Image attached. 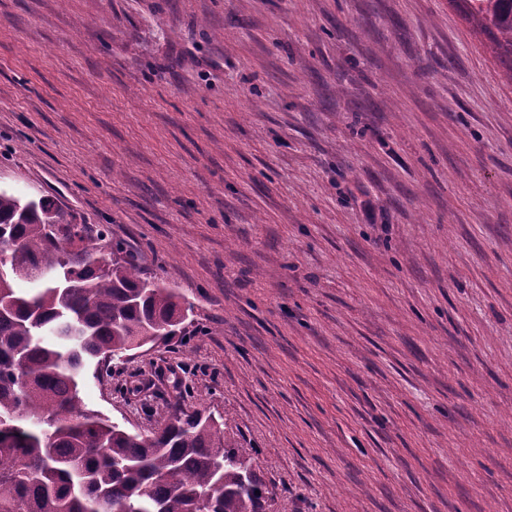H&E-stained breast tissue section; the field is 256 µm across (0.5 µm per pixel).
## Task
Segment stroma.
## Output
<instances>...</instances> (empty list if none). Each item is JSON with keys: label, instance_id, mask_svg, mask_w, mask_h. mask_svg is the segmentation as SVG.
I'll list each match as a JSON object with an SVG mask.
<instances>
[{"label": "stroma", "instance_id": "1", "mask_svg": "<svg viewBox=\"0 0 512 512\" xmlns=\"http://www.w3.org/2000/svg\"><path fill=\"white\" fill-rule=\"evenodd\" d=\"M0 189L192 306L88 409L221 418L263 512H512V75L451 0H0Z\"/></svg>", "mask_w": 512, "mask_h": 512}]
</instances>
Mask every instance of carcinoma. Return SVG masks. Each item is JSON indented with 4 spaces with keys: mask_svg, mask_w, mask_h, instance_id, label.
<instances>
[{
    "mask_svg": "<svg viewBox=\"0 0 512 512\" xmlns=\"http://www.w3.org/2000/svg\"><path fill=\"white\" fill-rule=\"evenodd\" d=\"M512 72V0H452ZM48 200L0 191V512H260L263 485L211 415L151 434L84 407L82 374L176 334L192 306Z\"/></svg>",
    "mask_w": 512,
    "mask_h": 512,
    "instance_id": "obj_1",
    "label": "carcinoma"
}]
</instances>
